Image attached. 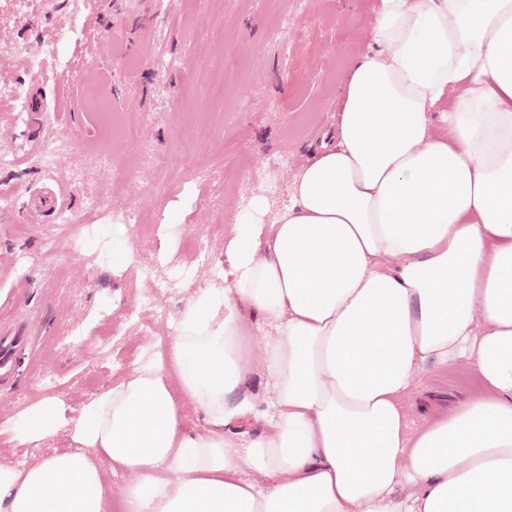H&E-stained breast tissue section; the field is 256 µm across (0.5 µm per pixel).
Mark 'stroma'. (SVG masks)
Listing matches in <instances>:
<instances>
[{"instance_id":"1","label":"stroma","mask_w":512,"mask_h":512,"mask_svg":"<svg viewBox=\"0 0 512 512\" xmlns=\"http://www.w3.org/2000/svg\"><path fill=\"white\" fill-rule=\"evenodd\" d=\"M376 0H0V315L38 339L19 382L0 392V464L24 468L80 449L78 421L107 386L166 359L184 308L224 281L214 263L252 203L290 205L291 185L334 129L351 60L371 46ZM45 118L30 122L27 89ZM61 193L39 224L7 218L16 199ZM123 252L134 262H115ZM151 261L152 279L140 265ZM172 287L143 306L155 283ZM250 339L256 417L274 400ZM463 362L429 363L404 399L412 426L478 391ZM56 421L28 438L43 402Z\"/></svg>"}]
</instances>
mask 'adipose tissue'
<instances>
[{
    "label": "adipose tissue",
    "mask_w": 512,
    "mask_h": 512,
    "mask_svg": "<svg viewBox=\"0 0 512 512\" xmlns=\"http://www.w3.org/2000/svg\"><path fill=\"white\" fill-rule=\"evenodd\" d=\"M341 97L291 205H255L228 284L183 311L171 367L104 388L83 449L0 466V512H110L117 470L127 512H512V0H377ZM249 313L275 404L241 444ZM461 359L484 390L410 434L415 375Z\"/></svg>",
    "instance_id": "ef3b65f1"
}]
</instances>
